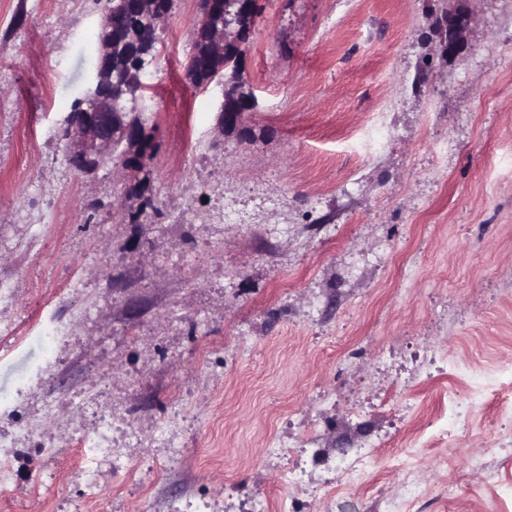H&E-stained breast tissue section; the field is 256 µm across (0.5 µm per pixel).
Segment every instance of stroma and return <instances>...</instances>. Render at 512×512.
I'll list each match as a JSON object with an SVG mask.
<instances>
[{
  "label": "stroma",
  "mask_w": 512,
  "mask_h": 512,
  "mask_svg": "<svg viewBox=\"0 0 512 512\" xmlns=\"http://www.w3.org/2000/svg\"><path fill=\"white\" fill-rule=\"evenodd\" d=\"M452 2L259 0L243 139L216 131L220 87L185 78L196 0H174L178 48L128 104L159 145L140 225L132 173L82 174L63 136L106 0H0V325L21 338L0 436L59 402L54 458L13 444L0 512H400L410 474L414 512H512V0H470L446 58ZM102 413L128 466L86 476L74 438ZM287 439L339 465L377 450L292 494L267 448ZM468 22V14L459 8V4L448 9L442 20L443 39L440 40L442 55L453 56L463 45L464 31Z\"/></svg>",
  "instance_id": "35a3bbf8"
}]
</instances>
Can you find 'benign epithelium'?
<instances>
[{"instance_id": "benign-epithelium-1", "label": "benign epithelium", "mask_w": 512, "mask_h": 512, "mask_svg": "<svg viewBox=\"0 0 512 512\" xmlns=\"http://www.w3.org/2000/svg\"><path fill=\"white\" fill-rule=\"evenodd\" d=\"M146 0H111L101 22V32L112 28V13L126 8L138 9ZM146 25L151 30H159L169 16L167 8L155 0L151 8L144 9ZM258 14V0H198L197 16L193 24V39L204 38L208 45L207 64L224 61L225 52L238 50L236 60H241L250 33ZM468 14L459 6L448 9L442 20L443 39L440 51L444 55H455L463 45L464 31ZM114 49L106 37L99 41V65L92 77L90 86L79 100V111L69 114L64 130L70 143V163L83 174H93L100 167L112 162L117 148L124 144L128 150L125 158L134 157L141 136L142 122L135 120L129 112L118 107V100L128 91H141L145 83L140 78L141 70L133 68V85L112 81L108 63ZM255 108L254 96H249L243 106H235L230 98L229 87L223 89V100L217 115V131L224 134L248 126L246 112Z\"/></svg>"}]
</instances>
